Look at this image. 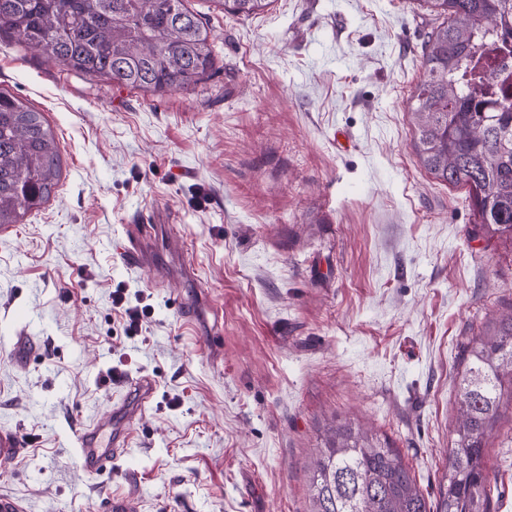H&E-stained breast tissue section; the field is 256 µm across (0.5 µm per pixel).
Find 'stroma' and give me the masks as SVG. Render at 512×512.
<instances>
[{
    "instance_id": "1",
    "label": "stroma",
    "mask_w": 512,
    "mask_h": 512,
    "mask_svg": "<svg viewBox=\"0 0 512 512\" xmlns=\"http://www.w3.org/2000/svg\"><path fill=\"white\" fill-rule=\"evenodd\" d=\"M215 65L152 95L0 38V90L43 112L62 176L0 227V470L22 512H307L326 419L374 427L433 497L457 375L512 301V251L470 239L466 191L412 148L434 17L410 0H273L247 18L187 0ZM139 225L158 264L117 253ZM195 279L174 273L179 253ZM141 291L126 333L112 299ZM110 375L100 386L102 375ZM156 382L128 450L83 473L76 431ZM491 512H512V413L489 440Z\"/></svg>"
}]
</instances>
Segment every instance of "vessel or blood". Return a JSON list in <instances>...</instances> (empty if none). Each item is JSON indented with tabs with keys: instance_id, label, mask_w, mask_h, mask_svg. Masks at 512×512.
Here are the masks:
<instances>
[{
	"instance_id": "b4317fda",
	"label": "vessel or blood",
	"mask_w": 512,
	"mask_h": 512,
	"mask_svg": "<svg viewBox=\"0 0 512 512\" xmlns=\"http://www.w3.org/2000/svg\"><path fill=\"white\" fill-rule=\"evenodd\" d=\"M121 252L128 264L135 267L143 268L151 262V251L138 240H128ZM154 393L153 380L147 376L140 377L131 382L130 390L123 399L113 403L107 423H92L77 431L73 448L86 475H97L111 464L113 457L120 455L130 438L134 421L152 403Z\"/></svg>"
}]
</instances>
